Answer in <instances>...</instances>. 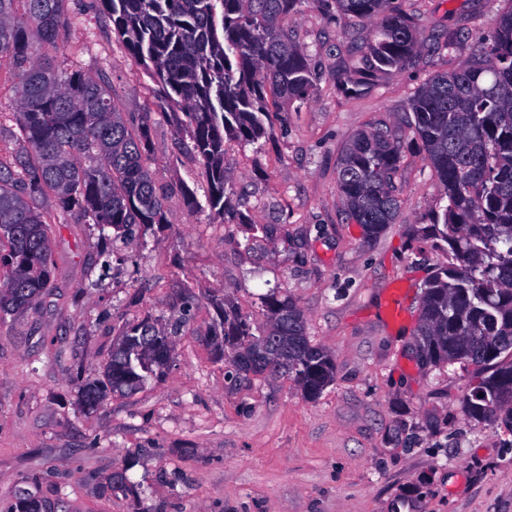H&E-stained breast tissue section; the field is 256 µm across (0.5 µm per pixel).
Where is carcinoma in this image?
<instances>
[{
    "label": "carcinoma",
    "mask_w": 512,
    "mask_h": 512,
    "mask_svg": "<svg viewBox=\"0 0 512 512\" xmlns=\"http://www.w3.org/2000/svg\"><path fill=\"white\" fill-rule=\"evenodd\" d=\"M67 0H0V53L17 76L20 112L12 162L0 161V316L39 301L53 287L49 222L40 202L55 199L112 239L166 223V197L150 171L151 113L134 117L112 87L77 67L52 63L68 26ZM129 57L144 66L159 102L203 164L206 206L220 220L245 217L228 206L232 175L224 143L253 144L268 134L269 100L303 103L315 90V57L283 21L298 0H99ZM403 0H314L329 20L347 18L361 35L360 54L336 69V86L357 90L374 72H396L425 51L455 39L420 38ZM408 128L444 187L442 219L422 236L447 245L448 262L423 284L417 329L422 360L471 369L462 408L471 420L512 433V0L496 28L457 70L433 76L413 96ZM402 130L356 133L336 162L348 222L364 240L380 237L400 209L396 177ZM267 323L256 335L226 301L204 336L231 376L286 374L309 399L333 384V355L312 342L302 310L289 297L263 298ZM196 297L165 323L150 316L125 327L101 377L78 385L79 402L95 410L109 393L133 391L161 376ZM5 512H45L28 492Z\"/></svg>",
    "instance_id": "carcinoma-1"
}]
</instances>
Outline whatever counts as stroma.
Returning a JSON list of instances; mask_svg holds the SVG:
<instances>
[{"instance_id":"obj_1","label":"stroma","mask_w":512,"mask_h":512,"mask_svg":"<svg viewBox=\"0 0 512 512\" xmlns=\"http://www.w3.org/2000/svg\"><path fill=\"white\" fill-rule=\"evenodd\" d=\"M91 3L68 0L60 61L106 75L121 111L151 113V171L167 194V221L147 247L132 239L106 256L97 230L43 200L54 287L0 319V508L27 489L55 512H512V435L465 415L469 370L416 356L421 285L448 259L420 236L447 204L425 152L407 140L400 212L375 241L346 221L336 185V158L354 133L405 125L418 88L493 33L501 0H411L422 34L460 28L466 39L349 95L336 88V64L353 22L328 23L300 0L285 25L320 63L316 90L298 110L269 112L268 137L225 145L232 206L279 225L272 241L185 206L184 191L205 184L203 166L177 152L182 135L150 78ZM273 288L334 356L336 379L317 399L284 374L229 381L203 339L211 298H228L259 330L260 297ZM189 291L199 305L169 370L82 411L77 383L99 377L123 328L167 317ZM115 474L138 497L112 487Z\"/></svg>"}]
</instances>
